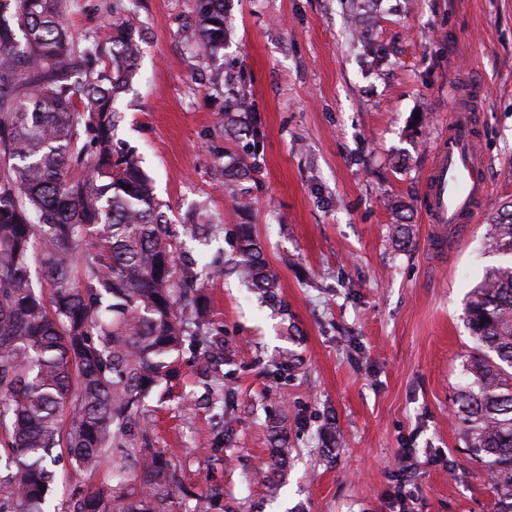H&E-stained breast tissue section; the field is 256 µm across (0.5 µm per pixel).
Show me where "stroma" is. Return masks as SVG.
Returning a JSON list of instances; mask_svg holds the SVG:
<instances>
[{
  "label": "stroma",
  "instance_id": "1",
  "mask_svg": "<svg viewBox=\"0 0 512 512\" xmlns=\"http://www.w3.org/2000/svg\"><path fill=\"white\" fill-rule=\"evenodd\" d=\"M122 2L146 39L117 102L118 138L173 226L206 205L215 232L188 241L194 256L232 257L237 225H252L287 305L264 306L229 267L205 281L230 359L226 411L211 409L186 351L134 436L175 465L173 512H499L454 400L474 345L464 308L500 261L484 241L512 204V0H370L359 28L353 0H225L224 47L210 57L180 40L196 0ZM112 3L71 0L73 40L105 36ZM217 69L220 98L208 82ZM469 85L490 193L437 253L421 185ZM237 96L250 110L225 123L223 102ZM221 155L250 178L216 179ZM282 352L296 363L278 380ZM272 418L290 457L273 490L258 477ZM58 455L51 512H70L76 488L111 495V463L88 473Z\"/></svg>",
  "mask_w": 512,
  "mask_h": 512
}]
</instances>
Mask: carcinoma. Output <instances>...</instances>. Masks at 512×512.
Masks as SVG:
<instances>
[{
    "mask_svg": "<svg viewBox=\"0 0 512 512\" xmlns=\"http://www.w3.org/2000/svg\"><path fill=\"white\" fill-rule=\"evenodd\" d=\"M70 0H0V512H48L62 446L93 472L131 439L152 390L190 346L201 373L228 364L204 330V311L177 293L210 265L181 263L176 234L151 181L116 139L119 94L136 75L141 39L115 15L87 47L66 27ZM183 43L224 48V0H197ZM184 236L208 235L195 211ZM491 251L465 318L475 347L455 416L468 455L512 501V211L490 225ZM235 267L259 297L280 303L277 277L251 226L237 225ZM52 289L51 303L43 284ZM279 439L262 481L288 468ZM112 500L74 493L75 512H168L169 461L138 448L112 461Z\"/></svg>",
    "mask_w": 512,
    "mask_h": 512,
    "instance_id": "cac0c4a2",
    "label": "carcinoma"
}]
</instances>
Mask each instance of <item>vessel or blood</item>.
I'll list each match as a JSON object with an SVG mask.
<instances>
[{
  "label": "vessel or blood",
  "mask_w": 512,
  "mask_h": 512,
  "mask_svg": "<svg viewBox=\"0 0 512 512\" xmlns=\"http://www.w3.org/2000/svg\"><path fill=\"white\" fill-rule=\"evenodd\" d=\"M485 171L486 158L478 148L477 116L471 99L462 94L422 184L428 222L443 230L471 223L488 194Z\"/></svg>",
  "instance_id": "1"
}]
</instances>
